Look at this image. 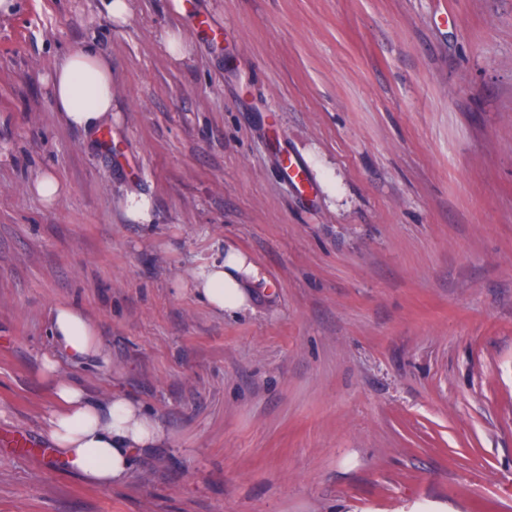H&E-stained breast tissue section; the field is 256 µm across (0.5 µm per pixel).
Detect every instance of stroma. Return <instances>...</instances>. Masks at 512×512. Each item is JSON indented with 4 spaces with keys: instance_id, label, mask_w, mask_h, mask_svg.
<instances>
[{
    "instance_id": "35a3bbf8",
    "label": "stroma",
    "mask_w": 512,
    "mask_h": 512,
    "mask_svg": "<svg viewBox=\"0 0 512 512\" xmlns=\"http://www.w3.org/2000/svg\"><path fill=\"white\" fill-rule=\"evenodd\" d=\"M130 6L0 13V438L48 445L75 303L109 362L68 378L167 444L109 488L0 445V512H512V0ZM81 44L112 67L108 145L52 106ZM229 246L269 285L221 316L179 284ZM279 168L288 181H295L304 185L308 183V174L305 166L293 156L287 154H283L279 159ZM28 189L36 194L47 207L53 206L61 194L60 181L51 171L39 175L29 184ZM127 217L137 224L152 223L153 202L142 194H129L124 201Z\"/></svg>"
}]
</instances>
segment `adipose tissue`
I'll list each match as a JSON object with an SVG mask.
<instances>
[{
  "label": "adipose tissue",
  "mask_w": 512,
  "mask_h": 512,
  "mask_svg": "<svg viewBox=\"0 0 512 512\" xmlns=\"http://www.w3.org/2000/svg\"><path fill=\"white\" fill-rule=\"evenodd\" d=\"M47 83L53 108L67 126L92 134L111 121L112 68L93 47L69 50L48 75ZM263 279L252 258L231 247L223 259L193 271L182 286L212 312L221 314L248 307L251 288ZM50 334L56 351L45 355L41 372L57 405L47 423L52 448L71 471L88 482L103 487L122 484L135 453L166 442L165 426L133 398L111 395L95 401L64 376L62 361L105 358L96 328L83 308L74 304L54 307Z\"/></svg>",
  "instance_id": "adipose-tissue-1"
}]
</instances>
